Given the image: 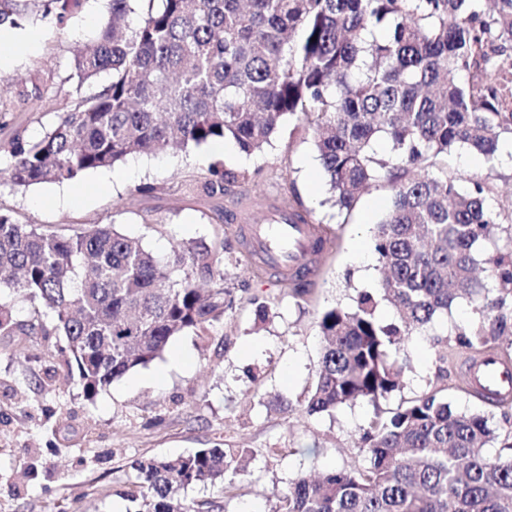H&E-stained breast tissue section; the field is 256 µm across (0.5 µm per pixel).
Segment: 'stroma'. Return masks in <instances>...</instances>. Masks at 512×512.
Returning <instances> with one entry per match:
<instances>
[{
	"label": "stroma",
	"instance_id": "stroma-1",
	"mask_svg": "<svg viewBox=\"0 0 512 512\" xmlns=\"http://www.w3.org/2000/svg\"><path fill=\"white\" fill-rule=\"evenodd\" d=\"M109 8L110 0H72L62 20H22L20 32L38 42L0 68V145L17 134L39 139L64 111L76 87L75 50L98 34ZM38 77L51 81V91L24 95ZM466 156L463 150L449 155V176L461 185L490 176L489 208L512 212V146L500 145L494 158L480 155L472 164ZM212 163L247 171L250 180L208 195L204 175ZM144 184L151 192H141ZM294 196L332 241L303 296L255 266L245 233L269 205H287ZM327 196L313 139L290 121L250 156L227 140L219 148L132 155L63 183L0 185V210L18 223L43 229L112 224L162 259L177 241L223 235L224 284L234 299L221 325L203 336L174 337L161 359L112 382L91 402L68 380L53 343L30 335V324L44 318L42 308L18 302V328L0 336V512H129L124 494L136 480L133 461L215 446L251 450L234 491L226 497L219 486L199 484L185 491V500H217L224 512H276L297 474L354 465L375 410L393 411L439 390L460 411H512V401L495 407L467 390L469 352L449 345L448 371H438L433 337L455 336L478 319L461 300L448 316L406 338L412 363L405 385L379 408L357 403L306 413L321 348L318 318L329 308L353 306L360 292L377 287L376 265H357L352 247L371 245L390 191L372 186L347 216L327 205ZM263 305L271 309L264 321L258 318ZM50 365L58 371L48 379L43 371Z\"/></svg>",
	"mask_w": 512,
	"mask_h": 512
}]
</instances>
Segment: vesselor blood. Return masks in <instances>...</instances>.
Listing matches in <instances>:
<instances>
[{"label":"vessel or blood","mask_w":512,"mask_h":512,"mask_svg":"<svg viewBox=\"0 0 512 512\" xmlns=\"http://www.w3.org/2000/svg\"><path fill=\"white\" fill-rule=\"evenodd\" d=\"M249 239L264 264L273 273H304L315 252L311 225L293 222L287 210L271 211L265 223L250 225ZM464 381L475 395L496 401L512 397V362L492 350L474 357L466 368Z\"/></svg>","instance_id":"1"}]
</instances>
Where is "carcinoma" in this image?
<instances>
[{"label":"carcinoma","mask_w":512,"mask_h":512,"mask_svg":"<svg viewBox=\"0 0 512 512\" xmlns=\"http://www.w3.org/2000/svg\"><path fill=\"white\" fill-rule=\"evenodd\" d=\"M98 36L74 58L76 96L35 141L9 144L0 176L15 187L63 182L110 168L131 154H158L231 140L259 152L287 118L312 133L341 214L384 183L391 205L373 232L384 277L351 308L324 311L310 415L357 402L375 408L360 436L363 463L318 477L300 473L278 512H512V455L488 456L500 437L483 413L458 412L427 392L388 416L380 401L404 386V337L434 323L459 299L494 321L472 323L456 345L479 352L512 334V248L478 252L512 213L486 207L488 176L466 189L448 176V155L493 156L512 140V0H161L135 25L132 0H110ZM40 5L0 0L14 27ZM316 41H311L312 37ZM108 72L111 80L85 94ZM385 137L390 150L374 141ZM204 187L222 194L247 172L207 168ZM224 241L180 242L166 263L114 226L68 233L19 224L0 212V336H12L15 297L38 303L84 397L161 358L170 340L205 333L231 308ZM486 274L492 286L476 272ZM394 320H377L379 301ZM248 448H200L131 463L133 512H218L181 491L232 477Z\"/></svg>","instance_id":"carcinoma-1"}]
</instances>
